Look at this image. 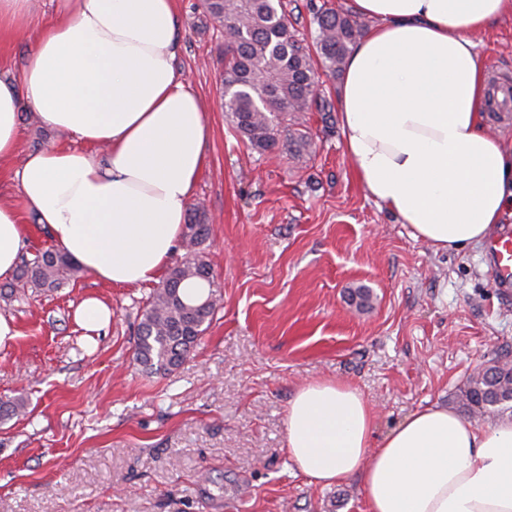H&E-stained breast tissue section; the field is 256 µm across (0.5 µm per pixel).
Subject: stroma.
<instances>
[{
	"instance_id": "obj_1",
	"label": "stroma",
	"mask_w": 512,
	"mask_h": 512,
	"mask_svg": "<svg viewBox=\"0 0 512 512\" xmlns=\"http://www.w3.org/2000/svg\"><path fill=\"white\" fill-rule=\"evenodd\" d=\"M50 0H32L19 34L0 33V71L20 75ZM179 72L211 127L195 196L214 235L205 260L221 300L183 363L150 374L134 355L153 284L84 273L54 292L18 290L0 315L19 334L0 347V512H368L358 481L308 484L289 458L288 403L315 380L359 390L382 438L411 412L448 407L473 370L512 357V297L494 288L485 245L438 252L367 198L338 116L303 113L315 149L261 155L220 106L224 41L198 0H177ZM490 78L512 84V19L475 34ZM20 153L0 164V201L20 207L25 253L52 247L13 179L25 153L71 138L20 115ZM369 289L359 310L347 291ZM96 297L111 323L74 318Z\"/></svg>"
}]
</instances>
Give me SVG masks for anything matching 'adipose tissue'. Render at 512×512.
I'll return each instance as SVG.
<instances>
[{"label": "adipose tissue", "mask_w": 512, "mask_h": 512, "mask_svg": "<svg viewBox=\"0 0 512 512\" xmlns=\"http://www.w3.org/2000/svg\"><path fill=\"white\" fill-rule=\"evenodd\" d=\"M371 21L339 93L344 148L367 197L442 251L482 243L512 207V146L484 121L487 63L471 33L512 0H353ZM176 0H55L20 76L0 73V161L22 107L73 139L28 153L21 196L56 245L115 286L158 281L177 251L210 127L178 73ZM25 246L0 205V282ZM288 453L308 484L358 479L368 512H512V417L410 413L381 439L354 387L318 380L288 404Z\"/></svg>", "instance_id": "adipose-tissue-1"}]
</instances>
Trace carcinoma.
I'll return each instance as SVG.
<instances>
[{
  "mask_svg": "<svg viewBox=\"0 0 512 512\" xmlns=\"http://www.w3.org/2000/svg\"><path fill=\"white\" fill-rule=\"evenodd\" d=\"M199 4L203 16L224 38L221 106L237 134L259 154L276 149L297 159L309 154L313 135L298 116L314 108L333 111L319 92L318 70L333 75L342 71L365 24L347 11L323 5L313 13L316 29L307 44L288 19L285 0H199ZM209 235L204 209L195 204L184 224V259L170 268L143 307L135 355L149 373L179 366L215 314L219 283L198 254ZM82 273L60 249H41L30 259L22 258L15 281L0 288V297H11L15 289L27 286L51 292ZM189 282L200 291L187 294ZM455 402L472 416L512 412V363L496 358L479 367L459 389Z\"/></svg>",
  "mask_w": 512,
  "mask_h": 512,
  "instance_id": "1",
  "label": "carcinoma"
}]
</instances>
